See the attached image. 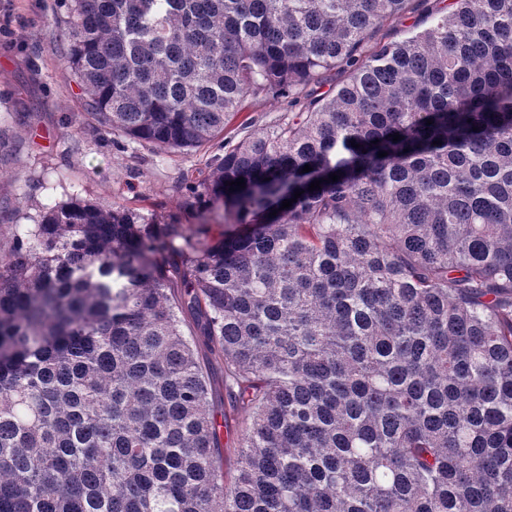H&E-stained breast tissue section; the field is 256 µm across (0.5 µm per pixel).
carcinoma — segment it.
<instances>
[{
    "instance_id": "cac0c4a2",
    "label": "carcinoma",
    "mask_w": 512,
    "mask_h": 512,
    "mask_svg": "<svg viewBox=\"0 0 512 512\" xmlns=\"http://www.w3.org/2000/svg\"><path fill=\"white\" fill-rule=\"evenodd\" d=\"M419 7L70 0L112 133L191 151L309 102L214 159V240L80 199L0 229V512H512V0L377 38ZM287 100L248 96L242 110L224 128V146L236 144L256 130L288 116V113L305 111L301 104L290 108Z\"/></svg>"
}]
</instances>
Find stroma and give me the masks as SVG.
Listing matches in <instances>:
<instances>
[{
  "instance_id": "1",
  "label": "stroma",
  "mask_w": 512,
  "mask_h": 512,
  "mask_svg": "<svg viewBox=\"0 0 512 512\" xmlns=\"http://www.w3.org/2000/svg\"><path fill=\"white\" fill-rule=\"evenodd\" d=\"M67 0H0V225L30 224L44 207L102 198L148 224L207 225L211 237L237 226L196 188L222 146L287 116V100L247 97L223 143L160 153L114 136L86 115L83 93L62 71Z\"/></svg>"
}]
</instances>
